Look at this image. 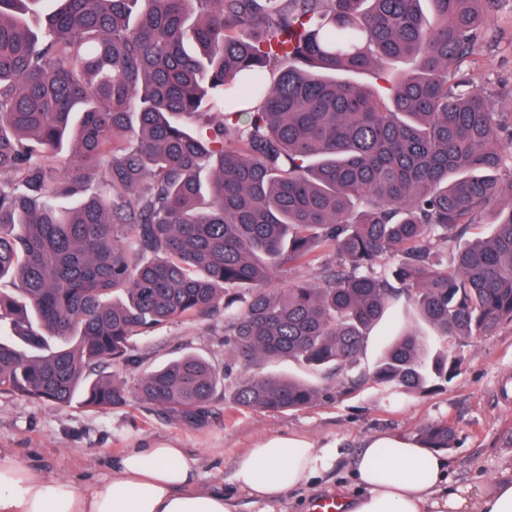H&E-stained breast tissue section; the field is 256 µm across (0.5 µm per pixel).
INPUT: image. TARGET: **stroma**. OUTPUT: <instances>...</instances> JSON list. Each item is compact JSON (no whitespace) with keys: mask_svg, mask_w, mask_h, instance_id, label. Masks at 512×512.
Segmentation results:
<instances>
[{"mask_svg":"<svg viewBox=\"0 0 512 512\" xmlns=\"http://www.w3.org/2000/svg\"><path fill=\"white\" fill-rule=\"evenodd\" d=\"M462 69L490 95L498 111L512 112V0H497L485 39ZM400 325L427 329L412 305L394 303L387 319L372 332L358 365L334 380L326 368L316 370L288 360L269 364L270 373L322 386L320 399L305 409L239 410L219 394L207 421L191 427L137 397L134 389L141 368L194 352L225 369V392L232 391L246 371L224 349L223 313L178 319L140 338L132 362L117 366L130 391L125 405L95 413L0 397V452L48 476L88 487L109 475L113 460L127 449L171 439L197 459L213 487L234 499L237 512H259L258 504L234 485L237 455L264 435L302 433L317 446H334L336 457L307 490L287 493L274 512H309L316 500L335 496L340 488L350 489L352 466L366 437L376 432L412 437L421 425L445 420L454 430L447 450L451 487L489 490L512 469V323L458 347L461 367L451 383L440 382L416 394L378 384L368 374Z\"/></svg>","mask_w":512,"mask_h":512,"instance_id":"35a3bbf8","label":"stroma"}]
</instances>
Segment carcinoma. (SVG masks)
Masks as SVG:
<instances>
[{
    "instance_id": "carcinoma-1",
    "label": "carcinoma",
    "mask_w": 512,
    "mask_h": 512,
    "mask_svg": "<svg viewBox=\"0 0 512 512\" xmlns=\"http://www.w3.org/2000/svg\"><path fill=\"white\" fill-rule=\"evenodd\" d=\"M494 2L0 0V395L105 412L128 397L105 368L221 307L245 366H352L402 296L460 343L512 323V113L452 79ZM287 269L314 275L272 286ZM459 368L403 331L371 376L414 393ZM223 382L189 353L136 393L192 425ZM320 395L256 373L232 400Z\"/></svg>"
}]
</instances>
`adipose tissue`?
I'll list each match as a JSON object with an SVG mask.
<instances>
[{
  "label": "adipose tissue",
  "mask_w": 512,
  "mask_h": 512,
  "mask_svg": "<svg viewBox=\"0 0 512 512\" xmlns=\"http://www.w3.org/2000/svg\"><path fill=\"white\" fill-rule=\"evenodd\" d=\"M331 461V450L307 436L270 435L237 457L233 481L269 507ZM352 476L357 489L339 494L338 512H512V472L486 493L453 489L447 459L403 436H369ZM0 512H235V504L204 483L186 449L157 440L125 452L87 489L0 453Z\"/></svg>",
  "instance_id": "1"
}]
</instances>
